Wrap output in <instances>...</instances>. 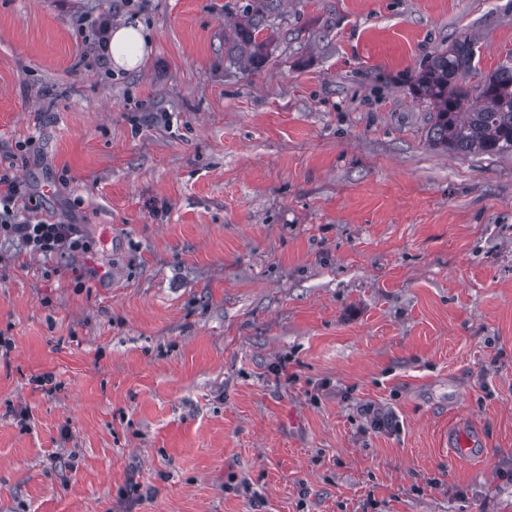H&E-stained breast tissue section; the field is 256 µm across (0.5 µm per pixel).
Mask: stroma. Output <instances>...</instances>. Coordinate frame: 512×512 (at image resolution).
<instances>
[{"instance_id":"1","label":"stroma","mask_w":512,"mask_h":512,"mask_svg":"<svg viewBox=\"0 0 512 512\" xmlns=\"http://www.w3.org/2000/svg\"><path fill=\"white\" fill-rule=\"evenodd\" d=\"M246 2L0 0V173L87 244L0 237V512H512V151L413 93L512 0H283L252 63ZM110 25V15L102 14L91 21L96 50L102 51L101 47L108 31L104 54L109 63L113 60L115 64L126 68L137 66L147 52L149 38L145 27L137 19L113 29H109ZM97 57L99 64H106L103 53H98Z\"/></svg>"}]
</instances>
